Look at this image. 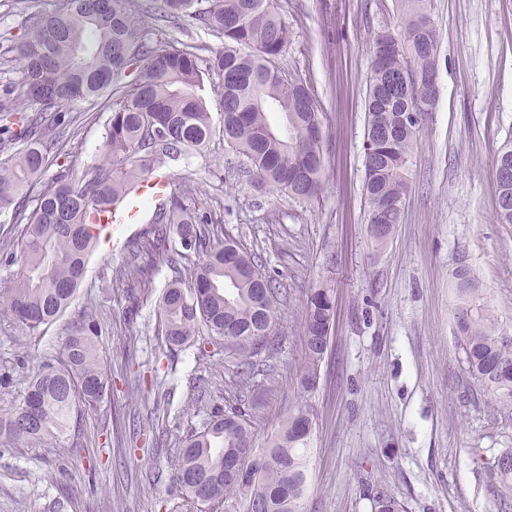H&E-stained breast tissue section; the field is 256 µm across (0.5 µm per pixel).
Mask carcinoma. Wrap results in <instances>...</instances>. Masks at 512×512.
I'll list each match as a JSON object with an SVG mask.
<instances>
[{"instance_id": "obj_1", "label": "carcinoma", "mask_w": 512, "mask_h": 512, "mask_svg": "<svg viewBox=\"0 0 512 512\" xmlns=\"http://www.w3.org/2000/svg\"><path fill=\"white\" fill-rule=\"evenodd\" d=\"M393 6L399 22L374 36L365 99L368 224L401 223L423 125L408 126L402 115L419 104L435 105L440 38L431 0H393ZM144 18L157 21L149 34ZM188 19L224 46L204 57L172 38L169 29ZM288 45L281 0H61L54 12L31 17L11 46L16 65L0 68V210L14 213L3 255L17 266L8 287L0 288V315L33 335L63 315L100 241L93 214L124 203L157 170L199 151L215 131L207 82L221 108L224 142L247 159L258 187L298 202L316 197L325 170V115L308 84L281 67ZM99 99L108 112L101 164L80 172L65 168L40 183L65 136L59 113ZM36 184L40 189L31 200L23 190ZM507 193L512 185L496 182L495 218L512 225V205L502 203ZM185 194L181 184L170 182L145 230L124 243L127 257L117 276L132 280L126 298L135 307L151 297L149 271L158 260L170 265L175 279L156 300L167 348L219 340L237 396L246 397L259 377L262 392L270 395L276 378L266 362L274 351L283 289L263 275L260 256L234 237L211 239L210 224L186 206ZM193 254L199 262L181 266ZM452 278L458 356L471 378L511 409L512 335L465 260H458ZM334 321L332 289H312L297 377L303 396L318 385ZM100 332L91 312L66 326L58 365L32 376L23 402L0 413V440L41 441L112 396ZM259 417L254 400L245 410L232 407L187 431L173 465L191 501L221 504L224 512L251 500L260 505L258 512H299L308 489L313 415L296 405L261 442L254 431ZM489 470L508 478L512 455H501ZM371 509L403 512L385 493L373 498Z\"/></svg>"}]
</instances>
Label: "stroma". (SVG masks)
Listing matches in <instances>:
<instances>
[{
  "instance_id": "1",
  "label": "stroma",
  "mask_w": 512,
  "mask_h": 512,
  "mask_svg": "<svg viewBox=\"0 0 512 512\" xmlns=\"http://www.w3.org/2000/svg\"><path fill=\"white\" fill-rule=\"evenodd\" d=\"M58 0H0V34L20 38L30 16ZM291 42L282 65L309 83L325 119L319 196L300 203L258 188L245 160L213 135L169 173L262 258L286 288L258 437L300 399L304 306L333 290L335 323L317 390L309 488L301 512H371L379 492L406 512H512L487 491L482 462L512 453V410L465 373L453 334L451 271L464 259L503 324L512 326V225L494 218L493 161L512 143V0H433L439 31L437 102L409 167L402 224L376 244L362 190L364 99L375 34L392 0H283ZM77 133L59 166L98 164L106 113L73 104ZM143 230L116 224L98 245L62 318L39 336L0 317V411L18 405L25 377L60 356L65 327L84 311L100 321L112 397L67 431L29 445L0 443V512H216L182 496L172 458L181 435L235 402L223 345L171 352L154 301L127 314L123 244ZM111 510H104V503Z\"/></svg>"
}]
</instances>
